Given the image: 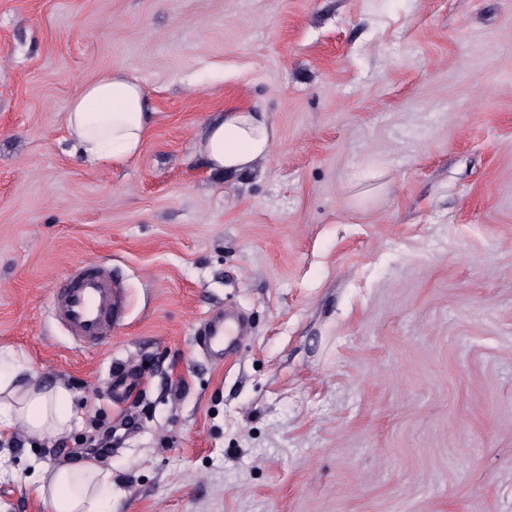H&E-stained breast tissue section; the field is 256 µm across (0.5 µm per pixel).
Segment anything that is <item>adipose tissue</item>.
I'll return each instance as SVG.
<instances>
[{
  "mask_svg": "<svg viewBox=\"0 0 512 512\" xmlns=\"http://www.w3.org/2000/svg\"><path fill=\"white\" fill-rule=\"evenodd\" d=\"M154 114L137 76L117 71L87 82L69 103L65 124L73 150L85 160L120 166L142 149ZM275 127L266 112L237 109L214 115L198 143L217 176L254 171L266 158ZM23 368L0 353V430L22 425L57 438L74 419L73 394L63 384L22 378ZM38 492L51 512H112V477L95 461L45 470Z\"/></svg>",
  "mask_w": 512,
  "mask_h": 512,
  "instance_id": "adipose-tissue-1",
  "label": "adipose tissue"
}]
</instances>
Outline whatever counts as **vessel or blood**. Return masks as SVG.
Masks as SVG:
<instances>
[{
    "instance_id": "obj_1",
    "label": "vessel or blood",
    "mask_w": 512,
    "mask_h": 512,
    "mask_svg": "<svg viewBox=\"0 0 512 512\" xmlns=\"http://www.w3.org/2000/svg\"><path fill=\"white\" fill-rule=\"evenodd\" d=\"M58 320L78 346L97 347L106 342L122 305L112 275L91 264L76 267L60 286L55 299ZM246 328L235 316L217 313L197 338L198 346L212 362H223L234 353Z\"/></svg>"
}]
</instances>
